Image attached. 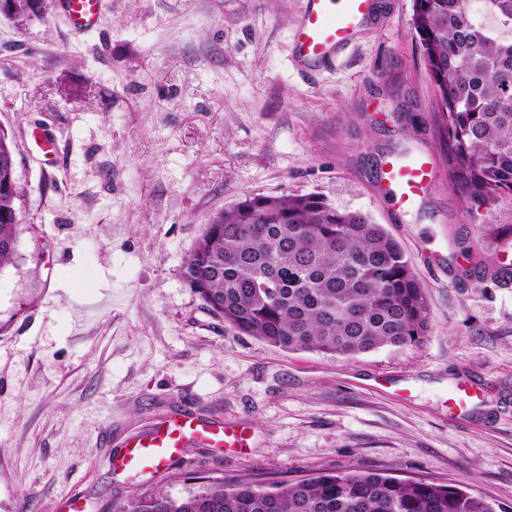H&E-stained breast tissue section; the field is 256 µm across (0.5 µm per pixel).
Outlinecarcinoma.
<instances>
[{
	"mask_svg": "<svg viewBox=\"0 0 512 512\" xmlns=\"http://www.w3.org/2000/svg\"><path fill=\"white\" fill-rule=\"evenodd\" d=\"M413 0L448 176L480 207L512 193V0ZM0 128V270L12 263L19 188ZM206 309L284 351L355 356L415 346L429 331L424 288L399 243L360 212L316 195L255 196L204 225L183 270ZM112 512H503L459 486L318 469L267 487L207 479Z\"/></svg>",
	"mask_w": 512,
	"mask_h": 512,
	"instance_id": "1",
	"label": "carcinoma"
}]
</instances>
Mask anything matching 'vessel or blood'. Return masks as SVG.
Listing matches in <instances>:
<instances>
[{
    "label": "vessel or blood",
    "instance_id": "b4317fda",
    "mask_svg": "<svg viewBox=\"0 0 512 512\" xmlns=\"http://www.w3.org/2000/svg\"><path fill=\"white\" fill-rule=\"evenodd\" d=\"M103 0H64L73 31L93 29ZM377 0H306L294 32V63L309 71L331 61L355 38L358 27L376 13ZM437 177L424 157L393 156L383 161L380 182L392 207L405 211L426 195ZM199 440L217 448H246L251 435L230 425H209L189 414L162 421L153 430L129 440L110 465L122 474L153 475L169 469L187 442Z\"/></svg>",
    "mask_w": 512,
    "mask_h": 512
}]
</instances>
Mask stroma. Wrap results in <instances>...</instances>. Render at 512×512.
Here are the masks:
<instances>
[{
  "instance_id": "1",
  "label": "stroma",
  "mask_w": 512,
  "mask_h": 512,
  "mask_svg": "<svg viewBox=\"0 0 512 512\" xmlns=\"http://www.w3.org/2000/svg\"><path fill=\"white\" fill-rule=\"evenodd\" d=\"M311 77L293 63L304 0H105L73 33L62 0L0 17V126L19 226L0 271V512H112L200 477L264 483L319 468L466 482L512 512V193L476 207L448 180L412 0H378ZM59 151L46 167L34 127ZM439 176L400 212L380 160ZM317 194L400 243L425 289L416 346L355 357L284 351L208 312L184 265L214 214L255 195ZM481 392L448 409L458 383ZM252 433L192 441L135 480L109 460L168 416Z\"/></svg>"
}]
</instances>
